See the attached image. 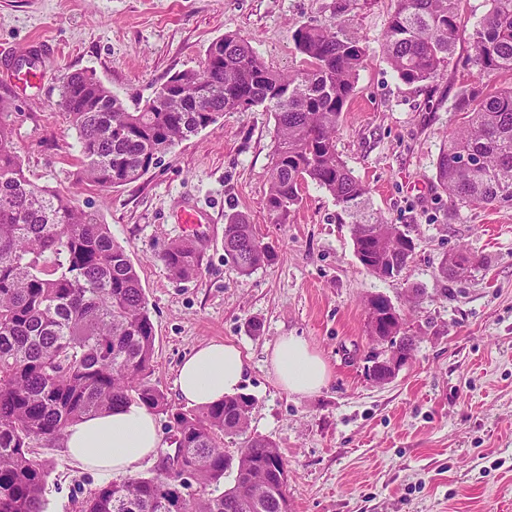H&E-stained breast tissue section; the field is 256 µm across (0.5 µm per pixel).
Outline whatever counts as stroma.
I'll use <instances>...</instances> for the list:
<instances>
[{"mask_svg":"<svg viewBox=\"0 0 512 512\" xmlns=\"http://www.w3.org/2000/svg\"><path fill=\"white\" fill-rule=\"evenodd\" d=\"M368 58L336 134V150L364 182L374 210L409 227L416 248L401 277L383 279L359 262L351 226L316 184L287 223L264 207L275 137L272 113L228 112L176 145L140 181L111 190L74 187V133L58 111L61 74L93 72L128 108L153 97L175 72L198 68L211 41L247 38L274 68L301 57L293 25L328 23L336 0H0V95L22 110L15 137L26 174L39 186L92 202L133 262L155 329L150 379L172 405L182 358L224 340L250 357L243 392L254 404L251 433L288 461L291 512H512V208L454 209L439 200L435 162L457 126L455 94L473 83L467 43L443 78L402 83L383 52L392 0H347ZM34 54L40 87L20 82L16 58ZM206 215L193 236L205 245L202 272L180 281L157 258L184 237L177 201ZM240 212L274 247L275 262L247 276L224 259L226 214ZM467 250L479 266L445 280L444 256ZM412 357L379 384L368 368L380 345L367 335L366 301L405 307ZM305 339L326 362L327 384L309 396L284 392L267 356L285 335ZM58 465L48 512H80L104 475L53 446Z\"/></svg>","mask_w":512,"mask_h":512,"instance_id":"35a3bbf8","label":"stroma"}]
</instances>
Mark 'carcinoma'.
<instances>
[{
  "mask_svg": "<svg viewBox=\"0 0 512 512\" xmlns=\"http://www.w3.org/2000/svg\"><path fill=\"white\" fill-rule=\"evenodd\" d=\"M462 2L393 0L384 50L400 81L425 85L443 77L464 38L481 76L512 71V0H488L470 30ZM346 12L337 0L334 21L294 26L291 38L302 56L294 72L273 69L247 39L227 34L208 46L199 68L172 75L133 110L94 75L63 74L57 107L75 133L78 182L102 190L135 183L151 161L161 164L224 113L261 107L275 117L264 199L275 223H286L311 181L346 214L360 263L380 278L400 276L413 238L372 208L368 188L336 152V131L367 53ZM175 80L197 87V94L170 112ZM456 110L464 121L437 158L439 188L456 209L511 207L512 85L486 93L465 86ZM21 117L0 99V512H46L57 462L41 449L71 423L130 403L168 417L177 470L103 483L83 500L82 512H291L288 461L274 442L247 434L251 397L177 407L151 382L155 333L139 275L96 211L28 178L14 146ZM224 256L241 276L277 259L238 212L224 225ZM158 257L172 276L189 280L202 271L204 248L175 240ZM475 265L460 251L443 258L438 273L461 278ZM379 314L387 335L399 337V351L411 357L414 337L400 329L398 316ZM233 435L246 441L231 458L224 438ZM230 469L235 475L226 488ZM182 471L194 481L191 494L180 483Z\"/></svg>",
  "mask_w": 512,
  "mask_h": 512,
  "instance_id": "obj_1",
  "label": "carcinoma"
}]
</instances>
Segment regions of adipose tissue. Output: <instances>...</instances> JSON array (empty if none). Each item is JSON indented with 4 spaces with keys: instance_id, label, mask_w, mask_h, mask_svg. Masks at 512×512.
I'll return each instance as SVG.
<instances>
[{
    "instance_id": "obj_1",
    "label": "adipose tissue",
    "mask_w": 512,
    "mask_h": 512,
    "mask_svg": "<svg viewBox=\"0 0 512 512\" xmlns=\"http://www.w3.org/2000/svg\"><path fill=\"white\" fill-rule=\"evenodd\" d=\"M269 372L285 392L307 396L329 379L324 360L297 336H283L268 355ZM250 368L236 345L211 340L181 361L175 378L180 399L207 406L239 393ZM64 454L80 467L107 475H132L161 446L153 413L131 403L69 425L60 441Z\"/></svg>"
}]
</instances>
